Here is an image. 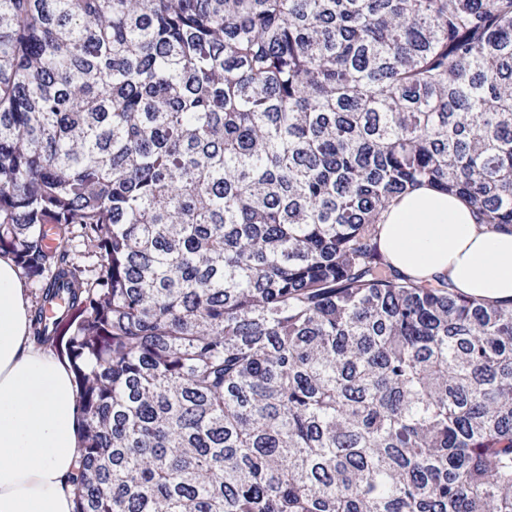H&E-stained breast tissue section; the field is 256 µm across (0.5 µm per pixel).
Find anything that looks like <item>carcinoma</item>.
<instances>
[{
	"mask_svg": "<svg viewBox=\"0 0 512 512\" xmlns=\"http://www.w3.org/2000/svg\"><path fill=\"white\" fill-rule=\"evenodd\" d=\"M422 182L512 234V0H0L74 512H512V304L377 248Z\"/></svg>",
	"mask_w": 512,
	"mask_h": 512,
	"instance_id": "cac0c4a2",
	"label": "carcinoma"
}]
</instances>
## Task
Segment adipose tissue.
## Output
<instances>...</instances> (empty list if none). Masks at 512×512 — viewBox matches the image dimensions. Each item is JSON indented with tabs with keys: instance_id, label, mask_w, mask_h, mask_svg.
<instances>
[{
	"instance_id": "ef3b65f1",
	"label": "adipose tissue",
	"mask_w": 512,
	"mask_h": 512,
	"mask_svg": "<svg viewBox=\"0 0 512 512\" xmlns=\"http://www.w3.org/2000/svg\"><path fill=\"white\" fill-rule=\"evenodd\" d=\"M378 249L419 283L512 302V235L477 223L464 198L429 186L384 212ZM13 260L0 258V512H73L81 414L66 359L37 343Z\"/></svg>"
}]
</instances>
